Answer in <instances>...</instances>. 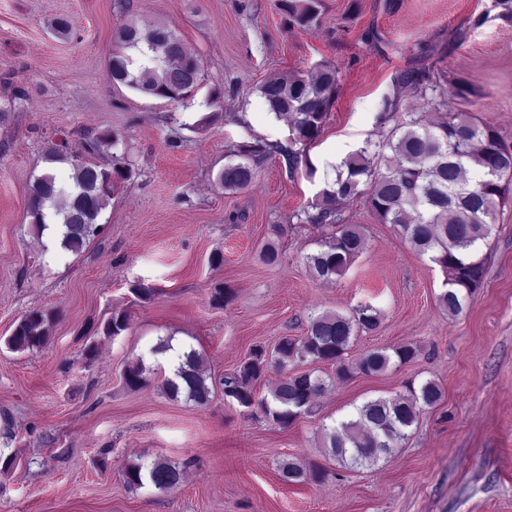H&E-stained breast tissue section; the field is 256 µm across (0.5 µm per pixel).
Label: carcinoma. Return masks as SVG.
<instances>
[{
    "instance_id": "1",
    "label": "carcinoma",
    "mask_w": 512,
    "mask_h": 512,
    "mask_svg": "<svg viewBox=\"0 0 512 512\" xmlns=\"http://www.w3.org/2000/svg\"><path fill=\"white\" fill-rule=\"evenodd\" d=\"M286 24L307 29L317 23L321 0H282ZM107 76L115 86L123 85L142 94L171 103H184L194 97L202 83L198 55L185 47L178 32L158 24L144 34L133 22L113 34ZM338 90L337 72L324 63L307 77H285L264 82L261 98L270 113L288 119L286 142H242L231 151L232 160L224 165L219 182L229 191L250 186L259 166L268 158L284 160L289 173L305 165L314 173L304 149L316 142L326 122ZM406 91L427 101L431 109L447 106L443 94H435L430 70L416 67L400 74L393 98L385 111L397 112ZM371 144L357 149L334 166L335 180L317 195L311 209L303 210L304 222L335 228L319 242V249L305 257L310 273L330 280L342 274L366 249L367 239L359 224H347L343 206L361 199L382 224L392 225L420 254L443 272L439 307L450 315L460 312L482 287L484 260L479 250L494 230L497 212L506 203L505 182L512 183V146L506 144L491 126L467 112L448 111V118L427 126L422 117L410 116L403 131L392 132L380 150L393 153V164L377 171L367 157ZM46 167L32 182L27 213L32 230L43 235L49 229L48 215L59 221L62 250L79 254L98 236V218L108 200L134 178L125 159L114 154L112 163L100 166L77 156L65 143L49 142L42 154ZM71 167L63 179L55 165ZM60 313L31 309L16 323L6 339L13 352H34L52 338ZM380 313L370 304L360 305L351 314L321 312L310 316L303 336H283L273 348L253 347L248 357L232 372L224 374V397L234 400L249 415L262 418L279 428L299 420L297 411L313 413L317 399L332 383L319 374V367L331 365L337 378L349 380L357 373L372 375L394 365L411 361L416 351L403 346L387 353L385 349L365 351L353 363L348 350L361 333L376 330ZM129 326L126 312L116 310L103 326V334L115 338ZM173 376L159 388L171 398L184 397L196 407H205L215 391L214 383L195 349L183 351ZM307 366L298 370L299 365ZM277 378L268 383V393L259 395L256 386L270 372ZM125 388L133 391L149 383L142 360L126 365L121 375ZM409 395L376 398L356 407L355 413L333 426H322L328 455L341 465H375L381 456L409 439L420 410L437 405L440 387L426 380L409 387ZM182 469L168 459L131 463L124 469L125 482L132 488L146 484L160 493L175 489ZM325 471L299 461L281 466L287 483L321 481Z\"/></svg>"
}]
</instances>
